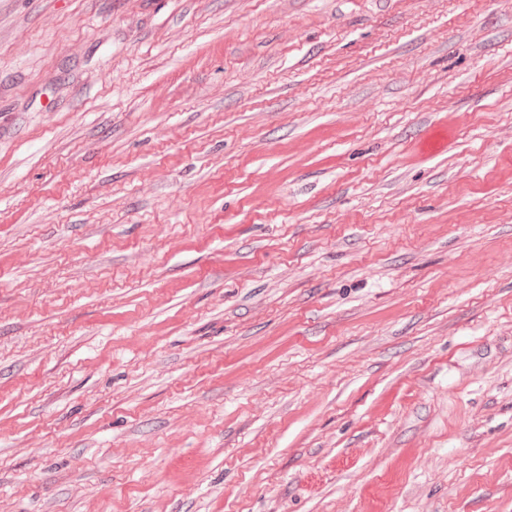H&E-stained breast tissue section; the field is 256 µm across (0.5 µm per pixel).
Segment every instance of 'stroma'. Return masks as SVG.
<instances>
[{"label":"stroma","mask_w":512,"mask_h":512,"mask_svg":"<svg viewBox=\"0 0 512 512\" xmlns=\"http://www.w3.org/2000/svg\"><path fill=\"white\" fill-rule=\"evenodd\" d=\"M0 512H512V0H0Z\"/></svg>","instance_id":"35a3bbf8"}]
</instances>
